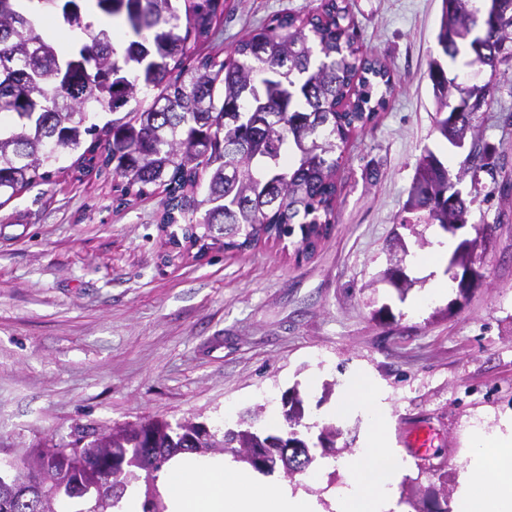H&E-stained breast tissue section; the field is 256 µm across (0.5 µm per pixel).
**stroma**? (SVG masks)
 Instances as JSON below:
<instances>
[{
	"label": "stroma",
	"mask_w": 512,
	"mask_h": 512,
	"mask_svg": "<svg viewBox=\"0 0 512 512\" xmlns=\"http://www.w3.org/2000/svg\"><path fill=\"white\" fill-rule=\"evenodd\" d=\"M358 43L385 62L395 89L387 108L354 130L342 153L329 231L315 249L296 238L244 251L172 243L156 191L118 205L111 172L83 175L63 154L59 173L0 206V448L20 457L44 439L70 441L75 426L106 428L159 416H193L223 429L267 393L297 392L299 432L315 460L324 417L352 379L389 407L390 446L426 421L450 459L444 479L409 467L399 484L405 512H433L435 487L458 512L476 428L512 418V195L479 199L452 244L476 237L481 281L421 312L414 300L449 267H416L435 224L406 227L405 202L424 150L457 169L465 154L434 130L427 78L438 54L441 0H347ZM320 0H226L216 37L200 54L227 55L248 31ZM483 112L495 164L512 176V70ZM401 265L414 285L399 292L384 274Z\"/></svg>",
	"instance_id": "stroma-1"
}]
</instances>
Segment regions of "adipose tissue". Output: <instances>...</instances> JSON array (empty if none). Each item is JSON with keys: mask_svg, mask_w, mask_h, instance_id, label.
I'll list each match as a JSON object with an SVG mask.
<instances>
[{"mask_svg": "<svg viewBox=\"0 0 512 512\" xmlns=\"http://www.w3.org/2000/svg\"><path fill=\"white\" fill-rule=\"evenodd\" d=\"M364 413L369 427L364 454L322 462L323 470L338 469L345 476L333 512H395L398 484L407 463L386 443L387 412L373 399L349 396L335 415L350 410ZM472 465L483 469L494 459V478L484 486L463 490L460 512H512V427L495 433L489 443H475ZM169 512H324L315 496L286 485L257 481L222 456L184 455L172 461L158 479Z\"/></svg>", "mask_w": 512, "mask_h": 512, "instance_id": "adipose-tissue-1", "label": "adipose tissue"}]
</instances>
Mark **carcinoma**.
Segmentation results:
<instances>
[{"label": "carcinoma", "instance_id": "cac0c4a2", "mask_svg": "<svg viewBox=\"0 0 512 512\" xmlns=\"http://www.w3.org/2000/svg\"><path fill=\"white\" fill-rule=\"evenodd\" d=\"M344 2L321 0L304 16H277L222 58L197 51L215 35L224 0H0V116L14 119L0 129V197L48 181L61 153L79 150L83 173L112 168L122 204L151 188L162 190V223L183 225L185 239H221L228 249L242 250L267 232L321 237L337 194V150L350 129L386 108L393 91L386 66L356 46ZM483 3L481 9L473 0H442L439 56L428 68L437 132L449 142L463 137L470 149L453 174L444 159L425 150L405 211L444 230L468 223L484 191L480 173H492L496 153L478 116L490 105L493 87L486 83L479 93H467L448 79V61L466 44L470 66L494 74L512 62V0ZM92 10L121 20V47L112 28L88 20ZM49 17L78 33L65 57L45 25ZM108 113L112 119L95 122ZM266 113L275 114L278 125L263 122ZM86 136L92 137L87 147ZM229 140L242 143L243 152L228 156ZM102 145L105 154L99 155ZM229 164L238 168L233 182L225 174ZM455 181L470 182L467 195L453 191ZM274 194L280 199L272 206ZM263 413L257 404L239 413L238 428L203 436L163 418L112 426L96 443L122 467L85 471L88 483L107 477L112 485L98 512H114L140 481L142 512H166L156 473L179 454L229 453L254 468L259 441L304 444L289 435L302 416L283 411L288 431L271 434L256 427ZM52 447L45 441L26 449L20 463L28 474L39 472ZM302 458L300 468L276 456L266 471L277 469L292 480L312 462L307 452ZM91 507L68 496L54 502V512Z\"/></svg>", "mask_w": 512, "mask_h": 512}]
</instances>
